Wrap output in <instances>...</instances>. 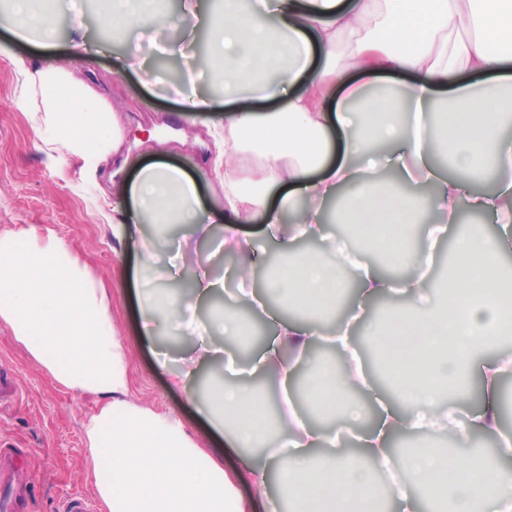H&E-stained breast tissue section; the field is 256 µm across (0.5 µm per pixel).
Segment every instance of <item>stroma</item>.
<instances>
[{
  "label": "stroma",
  "mask_w": 512,
  "mask_h": 512,
  "mask_svg": "<svg viewBox=\"0 0 512 512\" xmlns=\"http://www.w3.org/2000/svg\"><path fill=\"white\" fill-rule=\"evenodd\" d=\"M102 7V0H85L90 61L82 77L98 102L118 111L122 149L132 164L123 169L109 165L93 176L103 196L99 204L78 194L75 184L90 176L75 161L58 167L45 163L35 147L34 128L15 104V68L11 60L0 58V233L23 227L40 232L49 229L69 243L92 278L103 283L112 297V322L128 354L135 400L147 408L177 413L191 436L231 472L242 468L244 449L231 447L223 434L197 414L184 391L173 385L170 373L155 363L156 350L166 348L178 355L191 348V341L175 336L167 325L149 339L140 332L141 298L134 291L132 272L140 238L153 234V227H141L120 243L113 241L107 229L112 222L110 199L114 188L133 177L135 164L159 157L196 175L205 203H222L223 192L210 167L216 147L205 116L187 111L182 101L164 91L166 85L182 80L183 65L179 55L157 54L153 44H179L182 29L165 27L154 40L141 41L144 69L153 78L147 84L142 74L115 73L116 59L129 43L140 41L139 32L134 29L122 37L105 38L97 25ZM470 225L480 226L489 236L497 234L490 214L461 210L458 223L448 225L445 240L437 244L432 283H441L447 276L451 240ZM222 237L221 231H214L208 242L199 245L195 259L175 281L179 289L190 291L195 271L204 268L211 277L223 280L224 298L232 300L236 290L235 259L221 248ZM0 368L16 377L23 389L19 399L7 400L0 410V442L22 452L18 469L31 489L28 512H64V502L72 495L97 503L98 492L88 477L90 456L82 441V422L97 409V397L56 383L14 343L10 329L3 324Z\"/></svg>",
  "instance_id": "obj_1"
}]
</instances>
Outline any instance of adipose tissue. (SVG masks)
Listing matches in <instances>:
<instances>
[{"label":"adipose tissue","mask_w":512,"mask_h":512,"mask_svg":"<svg viewBox=\"0 0 512 512\" xmlns=\"http://www.w3.org/2000/svg\"><path fill=\"white\" fill-rule=\"evenodd\" d=\"M11 58L22 78L20 106L36 130L48 162L64 156L97 171L120 154L114 108L95 103L80 78L87 62L74 40L66 62L47 54L31 60L14 46L55 37L62 0H9ZM143 0H110L98 18L118 33L142 24L168 26L166 13L145 15ZM201 15L185 0L190 26L207 21L214 48L206 68L223 79V92L205 95L194 78L178 89L191 112L210 115L218 144L212 171L224 202L205 206L196 177L155 162L112 195L114 240L131 226L191 225L207 240L224 227L223 246L250 256L240 225L263 219L282 265L261 292L242 304L265 309L274 298L296 311L282 320L253 372L278 388V413L269 418L264 396L250 379L214 383L198 410L237 448L257 449L244 469L258 487L275 481L289 512H380L388 493L398 512H512V435L498 425L502 373L512 362L476 366L478 352L512 337V280L496 276L499 254L512 247V138L502 126L512 113V0H220ZM411 79L392 86V72ZM475 82L463 81V74ZM273 100V111L261 102ZM394 172L397 183L382 180ZM492 171L498 189L474 194L470 184ZM356 185L352 194L343 189ZM432 187L431 195L417 188ZM490 212L500 232L475 229L454 238L458 268L441 300H433L425 270L440 225L457 221L458 205ZM337 201L336 221L354 227L357 246L336 240L339 259L297 249L298 237L318 234L323 209ZM420 245L409 246L424 213ZM405 275L383 277L370 251ZM355 306L398 295L376 322L377 353L388 372L389 395L372 388L343 322L331 335L321 323L335 317L347 284ZM224 283L201 273L195 291L166 288L142 307L145 335L157 324L196 314ZM0 322L58 383L99 396L83 424L92 477L107 512H248L233 476L188 434L182 420L130 398L129 360L112 323L106 288L93 280L55 233L22 228L0 234ZM329 341L347 357L345 372L319 366L296 385L295 371L310 346ZM479 368L484 405L471 422L451 416L442 401L465 399L468 373ZM306 398L336 425H313L296 409ZM490 434L486 451L470 446L472 427ZM455 434L458 455L417 448L396 455V437Z\"/></svg>","instance_id":"adipose-tissue-1"}]
</instances>
